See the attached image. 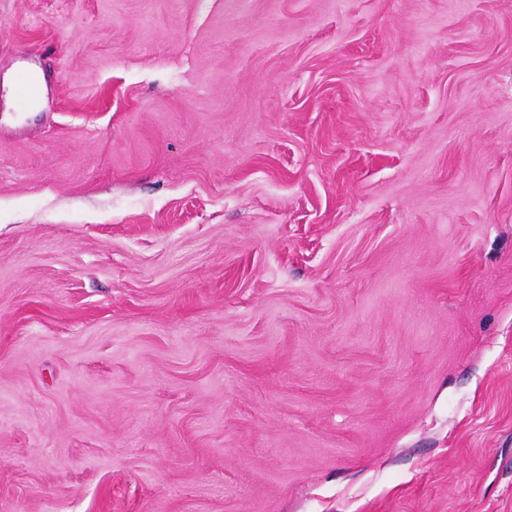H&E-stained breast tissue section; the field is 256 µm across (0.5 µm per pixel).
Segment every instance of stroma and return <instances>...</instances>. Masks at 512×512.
I'll return each mask as SVG.
<instances>
[{
  "mask_svg": "<svg viewBox=\"0 0 512 512\" xmlns=\"http://www.w3.org/2000/svg\"><path fill=\"white\" fill-rule=\"evenodd\" d=\"M0 512H512V0H0Z\"/></svg>",
  "mask_w": 512,
  "mask_h": 512,
  "instance_id": "stroma-1",
  "label": "stroma"
}]
</instances>
